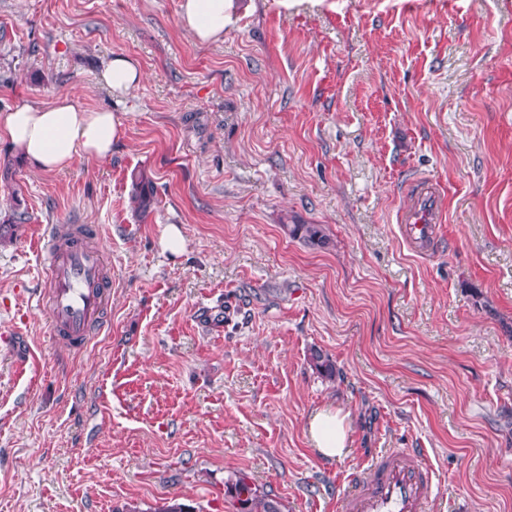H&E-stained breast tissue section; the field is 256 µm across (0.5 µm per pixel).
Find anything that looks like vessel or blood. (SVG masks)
Listing matches in <instances>:
<instances>
[{
  "label": "vessel or blood",
  "mask_w": 512,
  "mask_h": 512,
  "mask_svg": "<svg viewBox=\"0 0 512 512\" xmlns=\"http://www.w3.org/2000/svg\"><path fill=\"white\" fill-rule=\"evenodd\" d=\"M402 189L410 200L397 217L403 239L414 253H428L437 225L446 221L445 192L426 177L411 178ZM85 237V228L79 225L72 231L71 242L57 243L50 231L42 238L52 331L77 349L89 340L104 300L102 256ZM370 471L368 479H352L339 499L340 512H428L435 474L420 450H391L372 460Z\"/></svg>",
  "instance_id": "b4317fda"
}]
</instances>
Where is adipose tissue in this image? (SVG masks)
<instances>
[{
	"label": "adipose tissue",
	"mask_w": 512,
	"mask_h": 512,
	"mask_svg": "<svg viewBox=\"0 0 512 512\" xmlns=\"http://www.w3.org/2000/svg\"><path fill=\"white\" fill-rule=\"evenodd\" d=\"M236 0H180L178 23L196 41L210 43L224 36ZM121 117L90 109L70 91L58 92L46 105L21 102L0 120V134L29 163L44 172L63 171L75 160L111 155L123 135ZM346 413L327 406L308 420V434L323 457L341 460L349 453Z\"/></svg>",
	"instance_id": "adipose-tissue-1"
}]
</instances>
